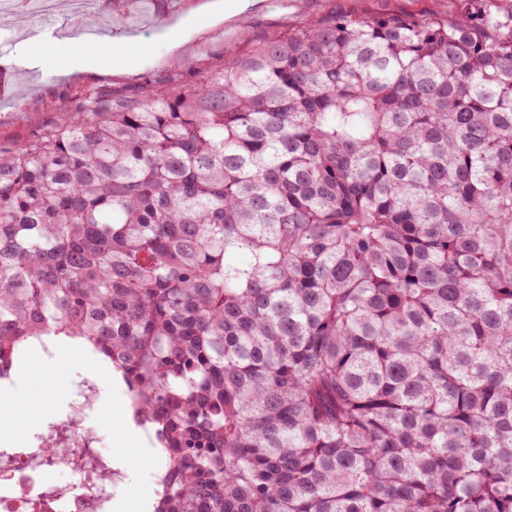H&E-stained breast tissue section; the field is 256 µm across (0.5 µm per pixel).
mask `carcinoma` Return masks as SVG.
Returning <instances> with one entry per match:
<instances>
[{
	"label": "carcinoma",
	"mask_w": 512,
	"mask_h": 512,
	"mask_svg": "<svg viewBox=\"0 0 512 512\" xmlns=\"http://www.w3.org/2000/svg\"><path fill=\"white\" fill-rule=\"evenodd\" d=\"M457 2L0 146V380L112 365L152 512H512V11Z\"/></svg>",
	"instance_id": "cac0c4a2"
}]
</instances>
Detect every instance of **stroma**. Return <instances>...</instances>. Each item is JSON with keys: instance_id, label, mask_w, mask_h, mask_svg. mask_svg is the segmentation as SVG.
Wrapping results in <instances>:
<instances>
[{"instance_id": "35a3bbf8", "label": "stroma", "mask_w": 512, "mask_h": 512, "mask_svg": "<svg viewBox=\"0 0 512 512\" xmlns=\"http://www.w3.org/2000/svg\"><path fill=\"white\" fill-rule=\"evenodd\" d=\"M209 0H0V70H7L11 91L0 99V145L22 142L42 128L63 122L80 109L84 91L136 93L154 82L191 83L196 69L220 54H231L244 35H260L294 21L328 12L369 14L448 11L452 0H262L248 13L237 14L235 0H220L210 11ZM85 19L83 28L70 24ZM187 22L191 39L171 50L163 30ZM22 366L29 379L14 395L10 410L24 424L0 428V439L22 442L46 423L64 418L81 376H98L105 391L86 423L109 452L127 448L126 483L118 488L107 512L131 489L155 499V474L162 459L147 438L126 447L122 419L130 413L125 388H109L110 366L89 349L73 352L58 340L53 359L30 350Z\"/></svg>"}]
</instances>
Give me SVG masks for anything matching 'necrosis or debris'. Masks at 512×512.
<instances>
[{
	"label": "necrosis or debris",
	"instance_id": "1",
	"mask_svg": "<svg viewBox=\"0 0 512 512\" xmlns=\"http://www.w3.org/2000/svg\"><path fill=\"white\" fill-rule=\"evenodd\" d=\"M100 395L95 377L79 384L75 415L52 424L46 439L64 443L66 455L49 458L41 446L0 448V512H105L112 491L125 480L110 457L85 436L88 409ZM70 474L67 483L58 471Z\"/></svg>",
	"mask_w": 512,
	"mask_h": 512
}]
</instances>
